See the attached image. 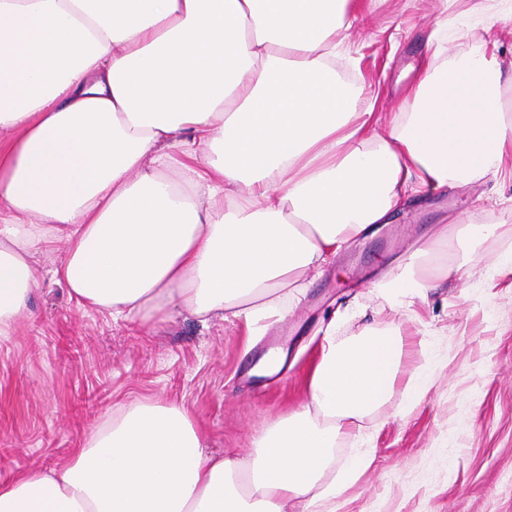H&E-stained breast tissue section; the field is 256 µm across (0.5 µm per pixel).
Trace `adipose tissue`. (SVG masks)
Segmentation results:
<instances>
[{"instance_id": "adipose-tissue-1", "label": "adipose tissue", "mask_w": 512, "mask_h": 512, "mask_svg": "<svg viewBox=\"0 0 512 512\" xmlns=\"http://www.w3.org/2000/svg\"><path fill=\"white\" fill-rule=\"evenodd\" d=\"M372 17L368 0H0V342L55 244L54 282L112 319L257 322L410 196L503 171L512 77L435 33L411 108L372 130L336 76L353 20ZM430 263L457 275L413 254L386 288L394 313L437 287ZM406 357L398 323L348 338L328 323L306 404L251 460L208 452L184 406L133 400L65 464L0 479V512H330L370 464L323 484L337 440L400 374L429 389Z\"/></svg>"}]
</instances>
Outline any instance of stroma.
<instances>
[{"instance_id":"obj_1","label":"stroma","mask_w":512,"mask_h":512,"mask_svg":"<svg viewBox=\"0 0 512 512\" xmlns=\"http://www.w3.org/2000/svg\"><path fill=\"white\" fill-rule=\"evenodd\" d=\"M483 0H379L375 22L353 24L338 75L359 93L362 112H397L427 55L436 25L448 52L463 56L496 40V60L512 71V15L484 14ZM512 229V183L491 175L439 192L372 226L308 284L283 318L256 325L201 323L182 313L148 322L112 320L43 279L16 336L0 343V478L66 463L113 406L134 399L185 406L209 451L251 458L266 427L300 409L334 311L352 307L339 335L388 327L384 285L438 232L461 225ZM512 240L460 248L458 279L415 300L404 321L408 369L433 384L398 416L406 378L385 405L338 441L329 469L367 453L369 467L336 500V512H512V274L498 273ZM288 351L281 371L253 375L272 347Z\"/></svg>"}]
</instances>
